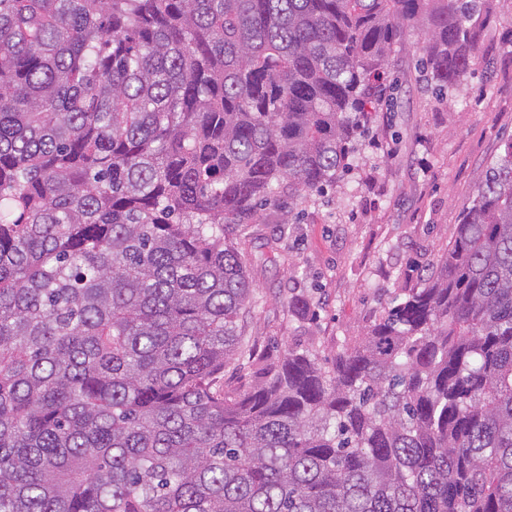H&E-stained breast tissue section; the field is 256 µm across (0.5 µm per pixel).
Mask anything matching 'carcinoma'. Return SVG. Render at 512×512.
Returning a JSON list of instances; mask_svg holds the SVG:
<instances>
[{"instance_id":"obj_1","label":"carcinoma","mask_w":512,"mask_h":512,"mask_svg":"<svg viewBox=\"0 0 512 512\" xmlns=\"http://www.w3.org/2000/svg\"><path fill=\"white\" fill-rule=\"evenodd\" d=\"M487 0H0V512H512V138L439 265L326 368L228 397L230 231L333 186Z\"/></svg>"}]
</instances>
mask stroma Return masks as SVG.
<instances>
[{"mask_svg": "<svg viewBox=\"0 0 512 512\" xmlns=\"http://www.w3.org/2000/svg\"><path fill=\"white\" fill-rule=\"evenodd\" d=\"M491 22L472 74L435 92L424 36L397 46L396 88L378 107L351 169L325 193L277 197L236 227L234 242L257 286L243 319L249 347L224 365L221 383L249 386L291 349L323 365L360 338L386 303L435 266L474 195L478 173L512 138V0H488ZM309 307L302 314L289 301Z\"/></svg>", "mask_w": 512, "mask_h": 512, "instance_id": "stroma-1", "label": "stroma"}]
</instances>
